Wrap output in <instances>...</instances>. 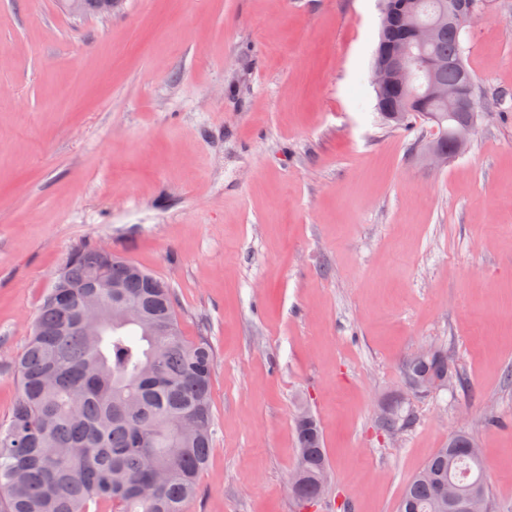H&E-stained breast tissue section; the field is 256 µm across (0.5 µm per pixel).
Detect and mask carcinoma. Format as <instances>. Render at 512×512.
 <instances>
[{
  "label": "carcinoma",
  "mask_w": 512,
  "mask_h": 512,
  "mask_svg": "<svg viewBox=\"0 0 512 512\" xmlns=\"http://www.w3.org/2000/svg\"><path fill=\"white\" fill-rule=\"evenodd\" d=\"M403 17L429 22L440 0H400ZM463 30L446 29L416 53L442 61L440 79L466 90L473 77L464 62ZM408 34L403 25L381 27L373 62L385 46ZM377 110L396 127L425 113L448 123L445 105L423 94L376 90ZM120 282L90 287L91 277ZM148 288L129 277L124 260L94 248L68 257L57 286L39 310L15 371L19 397L0 422V512H89L108 502L112 512H187L207 465L215 434L211 405L215 368L210 344L182 336L171 288ZM97 297L98 324L85 326V297ZM138 304L141 320L112 317L114 296ZM406 388L415 395L461 382L439 347L403 364ZM382 427L394 431L413 417L396 396L385 403ZM302 502L320 498L321 474L330 470L319 423L303 409L295 419ZM482 493L492 506L483 458L459 430L422 465L403 491L400 512L440 510L448 486Z\"/></svg>",
  "instance_id": "1"
}]
</instances>
